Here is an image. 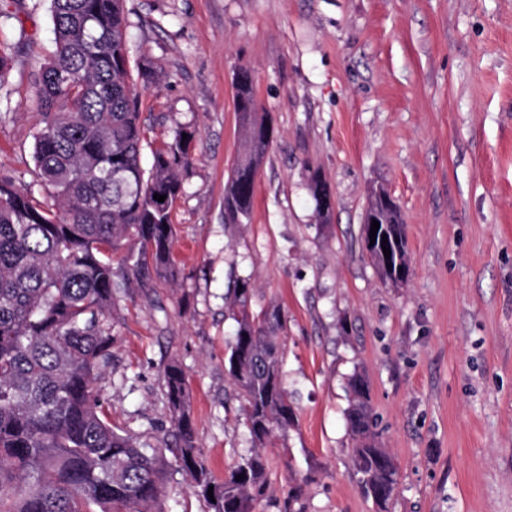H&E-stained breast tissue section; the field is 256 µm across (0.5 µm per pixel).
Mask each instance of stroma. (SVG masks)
Masks as SVG:
<instances>
[{
	"label": "stroma",
	"instance_id": "stroma-1",
	"mask_svg": "<svg viewBox=\"0 0 512 512\" xmlns=\"http://www.w3.org/2000/svg\"><path fill=\"white\" fill-rule=\"evenodd\" d=\"M137 108L154 143L201 131L172 211L176 283L118 294L113 426L154 442L168 427L161 371L184 369L216 476L250 446L224 367L236 323L224 294L288 318L281 373L298 426L265 448L280 512H375L352 464L346 381L362 372L400 471L391 512H512V0H125ZM54 50L50 0H0V175L37 182L35 76ZM249 66L272 144L251 219L224 221L243 150L233 77ZM334 198L317 221L308 182ZM406 223L412 276L385 283L362 225L371 188ZM162 512H207L170 472Z\"/></svg>",
	"mask_w": 512,
	"mask_h": 512
}]
</instances>
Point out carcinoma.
Returning <instances> with one entry per match:
<instances>
[{
  "instance_id": "cac0c4a2",
  "label": "carcinoma",
  "mask_w": 512,
  "mask_h": 512,
  "mask_svg": "<svg viewBox=\"0 0 512 512\" xmlns=\"http://www.w3.org/2000/svg\"><path fill=\"white\" fill-rule=\"evenodd\" d=\"M125 0H50L55 49L40 67L33 187L0 177V512H160L169 470L185 474L208 512H254L266 494L260 449L295 428L281 378L286 317L275 305L251 307L241 281L225 294L237 324L227 371L251 448L218 479L200 448L182 367L161 375L167 437L151 446L112 426L97 390L112 364L115 294L173 283V207L184 191L192 126L150 147L131 82ZM245 152L224 191V219L241 224L254 200L253 156L264 157L273 130L257 112L252 83L237 88ZM150 148V167L142 164ZM165 196L159 202L154 195ZM376 243L368 256L383 279L411 272L401 210L378 197ZM391 250L385 258L383 247ZM129 251L119 275L112 255ZM346 424L363 493L390 512L398 468L381 446L360 372L348 379ZM244 479L239 480L237 476ZM213 496H208V489ZM284 512H306L303 486Z\"/></svg>"
}]
</instances>
